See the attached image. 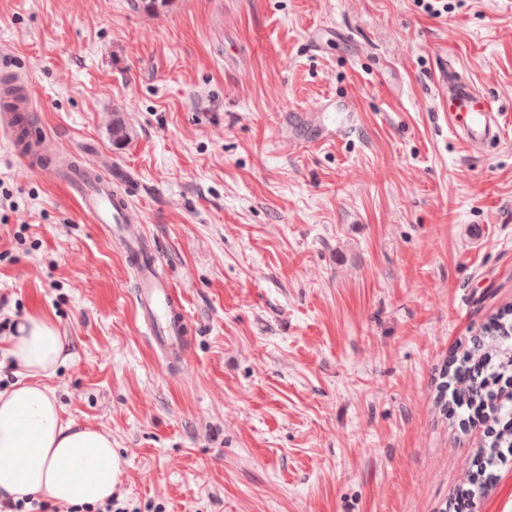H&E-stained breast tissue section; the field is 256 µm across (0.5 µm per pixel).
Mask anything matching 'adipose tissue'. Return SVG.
<instances>
[{"label": "adipose tissue", "instance_id": "1", "mask_svg": "<svg viewBox=\"0 0 512 512\" xmlns=\"http://www.w3.org/2000/svg\"><path fill=\"white\" fill-rule=\"evenodd\" d=\"M0 357L23 374L0 389V496L45 498L60 507L106 501L121 474L111 435L63 421L44 383L67 359L59 325L26 316L0 346Z\"/></svg>", "mask_w": 512, "mask_h": 512}]
</instances>
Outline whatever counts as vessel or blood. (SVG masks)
Here are the masks:
<instances>
[{
	"label": "vessel or blood",
	"instance_id": "obj_1",
	"mask_svg": "<svg viewBox=\"0 0 512 512\" xmlns=\"http://www.w3.org/2000/svg\"><path fill=\"white\" fill-rule=\"evenodd\" d=\"M444 82L448 88V127L464 151L477 153L487 144L500 140L504 131L503 115L492 100L458 72L445 74ZM333 110L332 102L321 103L306 132L289 137V147L303 149L335 141L340 128L329 118ZM68 191L95 223L116 225L128 262L137 275L140 322L157 352L172 360L180 358L186 351L185 309L172 279L159 272L161 258L157 249L143 247L142 220L130 208L127 191L98 183L90 185L79 175L74 176Z\"/></svg>",
	"mask_w": 512,
	"mask_h": 512
}]
</instances>
